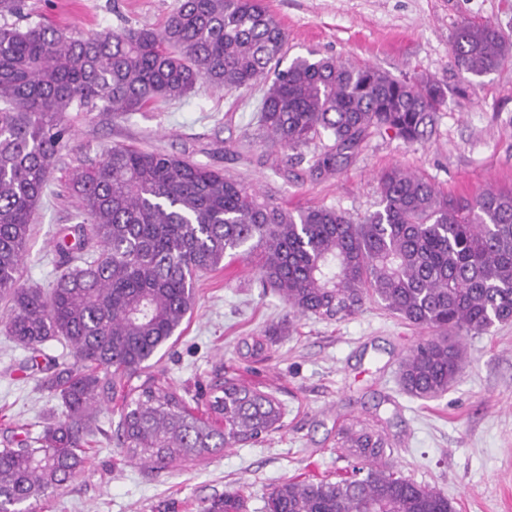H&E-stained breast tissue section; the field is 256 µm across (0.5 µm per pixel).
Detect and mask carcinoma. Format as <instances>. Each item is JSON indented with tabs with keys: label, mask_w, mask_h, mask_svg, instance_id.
Instances as JSON below:
<instances>
[{
	"label": "carcinoma",
	"mask_w": 512,
	"mask_h": 512,
	"mask_svg": "<svg viewBox=\"0 0 512 512\" xmlns=\"http://www.w3.org/2000/svg\"><path fill=\"white\" fill-rule=\"evenodd\" d=\"M288 35L261 0H179L159 28L70 38L41 21L0 25V298L8 336L41 351L62 340L73 362L44 380L61 415L0 448V512H35L87 462L102 404L126 390L116 445L156 469L259 442L284 428L280 403L236 379L210 384L207 417L169 385L143 376L181 327L194 284L224 259L257 258L261 281L289 312L345 318L374 300L438 335L400 363L405 392L428 400L458 379L463 338L512 321V190L470 200L439 196L397 167L379 176L380 209L352 220L332 207L292 211L259 199L223 171L166 152L114 146L68 177L83 223L60 230L61 274L48 292L21 283L31 219L52 163L73 137L66 112H139L179 100L201 81L250 89L274 75L259 125L266 143L297 150L327 140L314 163L334 172L371 133L424 139L447 87L372 66L297 57L280 68ZM459 72L482 76L512 56V37L491 21H462L452 36ZM355 459L332 481H288L266 512H455L448 496L380 465L387 442L368 425L341 430ZM228 492L199 512H244Z\"/></svg>",
	"instance_id": "carcinoma-1"
}]
</instances>
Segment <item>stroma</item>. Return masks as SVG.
I'll list each match as a JSON object with an SVG mask.
<instances>
[{
	"label": "stroma",
	"instance_id": "obj_1",
	"mask_svg": "<svg viewBox=\"0 0 512 512\" xmlns=\"http://www.w3.org/2000/svg\"><path fill=\"white\" fill-rule=\"evenodd\" d=\"M24 16L68 36L161 27L177 0H25ZM288 33L286 60L316 54L370 65L397 77H431L448 87L430 137L407 143L371 133L340 171L316 174L320 143L292 159L272 151L257 127L261 87L227 90L198 83L183 99L126 115L71 112L74 135L57 156L33 216L23 281L49 289L57 275L52 242L75 225L70 169L112 146L157 148L223 169L289 209L328 206L359 219L379 208L378 177L399 167L430 181L441 196L470 198L512 188V58L472 78L450 64L451 37L465 19L491 21L512 35V0H263ZM0 302V448L11 435L61 412L30 369L31 354L6 331ZM430 330L405 324L381 304L328 320L288 315L251 265L234 261L201 275L189 318L156 354L150 375L167 380L195 412L218 377L274 394L285 427L257 445H239L153 471L115 444L121 401L104 405L87 447L89 461L37 512H197L200 503L241 490L246 512H265L287 480L336 479L349 467L336 454L341 428L378 429L393 471L446 493L456 512H512V322L466 337L468 358L448 392L433 400L405 394L401 359ZM264 350L253 355V338Z\"/></svg>",
	"mask_w": 512,
	"mask_h": 512
}]
</instances>
